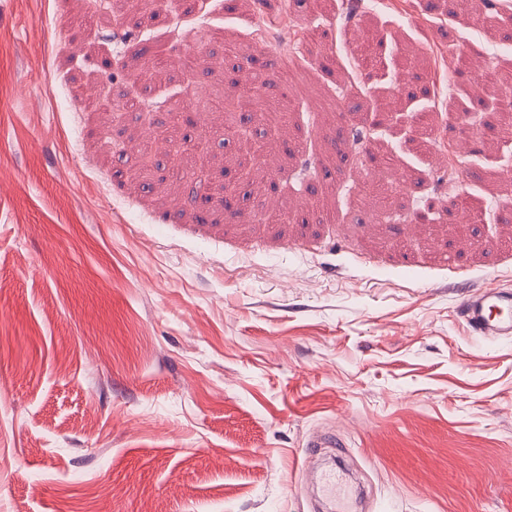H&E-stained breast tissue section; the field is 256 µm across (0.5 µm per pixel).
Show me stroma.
Returning a JSON list of instances; mask_svg holds the SVG:
<instances>
[{"mask_svg": "<svg viewBox=\"0 0 512 512\" xmlns=\"http://www.w3.org/2000/svg\"><path fill=\"white\" fill-rule=\"evenodd\" d=\"M496 2L370 0L367 71L337 0H0V512H512V337L459 313L512 291V134L448 67L512 79ZM261 41L225 139L191 95Z\"/></svg>", "mask_w": 512, "mask_h": 512, "instance_id": "stroma-1", "label": "stroma"}]
</instances>
